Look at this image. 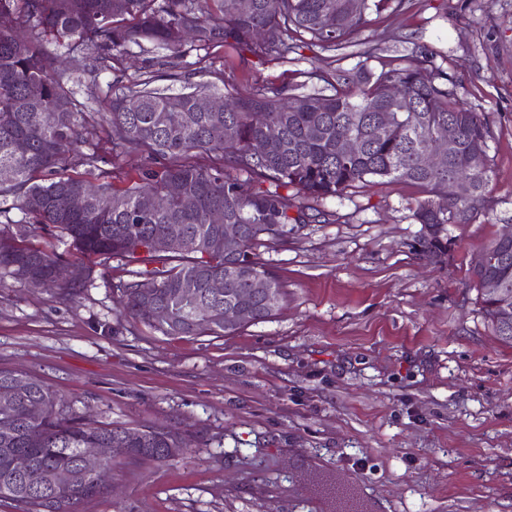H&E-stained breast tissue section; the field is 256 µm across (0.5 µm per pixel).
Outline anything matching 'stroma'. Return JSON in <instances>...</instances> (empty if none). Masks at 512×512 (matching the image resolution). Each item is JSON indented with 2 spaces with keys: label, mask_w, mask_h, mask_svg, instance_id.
<instances>
[{
  "label": "stroma",
  "mask_w": 512,
  "mask_h": 512,
  "mask_svg": "<svg viewBox=\"0 0 512 512\" xmlns=\"http://www.w3.org/2000/svg\"><path fill=\"white\" fill-rule=\"evenodd\" d=\"M374 69L432 51L491 129V208L420 254L414 186L376 180L301 199L314 220L256 252L284 297L232 336H167L121 312L149 262L94 264L69 298L0 280V368L46 381L102 424L164 426L189 446L169 463L119 464L78 512H321L316 475L354 485L370 512H512V346L485 322L467 270L512 225V0H405L361 33ZM297 49L263 61L229 46L169 56L131 47L82 77L98 94L135 80L181 91L307 90L337 66Z\"/></svg>",
  "instance_id": "35a3bbf8"
}]
</instances>
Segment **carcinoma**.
<instances>
[{
	"label": "carcinoma",
	"instance_id": "1",
	"mask_svg": "<svg viewBox=\"0 0 512 512\" xmlns=\"http://www.w3.org/2000/svg\"><path fill=\"white\" fill-rule=\"evenodd\" d=\"M0 0V15L26 29L24 40L0 30V168L13 178L0 181V217L13 203L31 219L33 230H59L79 255L46 253L0 230V279H24L17 266L27 262L40 274L58 265L84 270L79 279L55 285L68 297L90 280L87 262L114 256H146L159 264L150 277L129 284L121 299L125 314L154 324L145 312L146 299L167 308V335L231 336L242 327L272 315L252 316L224 326V297L210 293L209 281L224 276L237 262L233 287L246 288L251 275H271L254 253L255 246L275 240L289 224L306 223L303 207L294 206L288 191L306 198L342 197L374 179L406 182L424 197L413 212L415 221L429 225L423 253L448 251L447 225L469 224L490 209L493 168L489 156L488 121L473 112L448 75L434 64L433 54L412 51L391 59L376 73L368 67L373 53H357L350 73L336 70L330 95L319 91L286 94L259 88L248 94H223L196 88L172 92L136 81L106 98L101 119L72 87L87 62L106 67L114 54L151 42L176 57L187 48L243 46L261 60H281L298 44L336 52V61L350 57L346 49L372 23V16L404 0ZM262 28L261 44L252 32ZM55 39V49L46 37ZM212 95L231 103L219 113L201 112L196 97ZM56 113L55 123L43 124L42 113ZM390 116L385 130L377 126ZM456 129L455 144L443 166L423 169L418 156L435 140ZM279 131L278 146L261 158L252 143L266 131ZM360 141L358 154L345 157L341 138ZM139 154L143 163L132 175L120 176L112 156ZM461 183L463 193L448 197V179ZM97 183L79 212L67 211L63 199L80 192L88 180ZM182 187L179 197L167 196L168 186ZM166 198L155 211L140 208V198ZM213 211L224 223L241 224L244 240L238 249L224 247V227L209 221ZM177 234L187 245L161 256L148 246L151 238ZM482 265H471L470 280L479 293L482 313L494 335L512 345V240L492 239L483 249ZM498 281L508 305L483 291L487 279ZM194 289V295L184 289ZM44 407L31 421L24 406ZM132 431L142 433L155 454L142 460L166 462L189 447L181 434L155 425L133 429L97 424L77 414L40 378L0 369V501L14 503L18 512H44L43 500L67 497L85 489L92 477L78 470L85 448H110L112 439ZM24 454L40 483L33 485L11 466L14 454ZM65 467L75 482L62 488L54 472Z\"/></svg>",
	"mask_w": 512,
	"mask_h": 512
}]
</instances>
